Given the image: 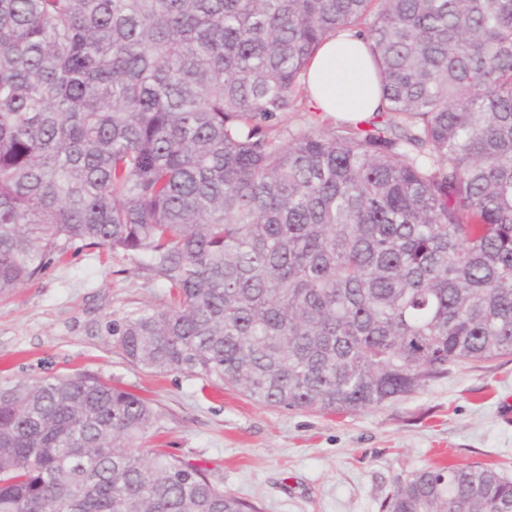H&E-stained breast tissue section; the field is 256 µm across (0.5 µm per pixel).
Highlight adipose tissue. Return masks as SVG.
Returning <instances> with one entry per match:
<instances>
[{
  "label": "adipose tissue",
  "mask_w": 512,
  "mask_h": 512,
  "mask_svg": "<svg viewBox=\"0 0 512 512\" xmlns=\"http://www.w3.org/2000/svg\"><path fill=\"white\" fill-rule=\"evenodd\" d=\"M316 109L361 120L382 105L374 63L363 40L343 33L326 39L308 69Z\"/></svg>",
  "instance_id": "ef3b65f1"
}]
</instances>
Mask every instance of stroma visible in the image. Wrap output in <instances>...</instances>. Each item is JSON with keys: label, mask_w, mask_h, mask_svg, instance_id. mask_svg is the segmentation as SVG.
<instances>
[{"label": "stroma", "mask_w": 512, "mask_h": 512, "mask_svg": "<svg viewBox=\"0 0 512 512\" xmlns=\"http://www.w3.org/2000/svg\"><path fill=\"white\" fill-rule=\"evenodd\" d=\"M165 299L133 257L73 245L0 295V381L89 371L144 396L161 415L145 447L204 465L261 512H381L398 481L428 466L501 463L512 476V357L452 367L379 408L267 407L217 380L142 370L113 348L112 321Z\"/></svg>", "instance_id": "1"}]
</instances>
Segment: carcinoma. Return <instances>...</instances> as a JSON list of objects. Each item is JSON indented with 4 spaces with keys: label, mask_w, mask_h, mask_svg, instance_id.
<instances>
[{
    "label": "carcinoma",
    "mask_w": 512,
    "mask_h": 512,
    "mask_svg": "<svg viewBox=\"0 0 512 512\" xmlns=\"http://www.w3.org/2000/svg\"><path fill=\"white\" fill-rule=\"evenodd\" d=\"M386 104L293 132L320 43ZM76 242L169 300L112 322L153 373L359 411L512 356V0H0V295ZM83 372L0 382V512H259ZM382 512H512L502 468L398 482Z\"/></svg>",
    "instance_id": "cac0c4a2"
}]
</instances>
